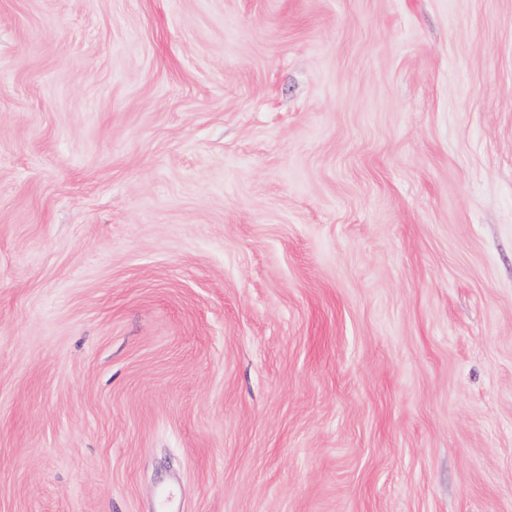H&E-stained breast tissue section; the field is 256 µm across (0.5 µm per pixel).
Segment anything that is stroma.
Returning a JSON list of instances; mask_svg holds the SVG:
<instances>
[{
  "label": "stroma",
  "instance_id": "1",
  "mask_svg": "<svg viewBox=\"0 0 512 512\" xmlns=\"http://www.w3.org/2000/svg\"><path fill=\"white\" fill-rule=\"evenodd\" d=\"M0 512H512V0H0Z\"/></svg>",
  "mask_w": 512,
  "mask_h": 512
}]
</instances>
